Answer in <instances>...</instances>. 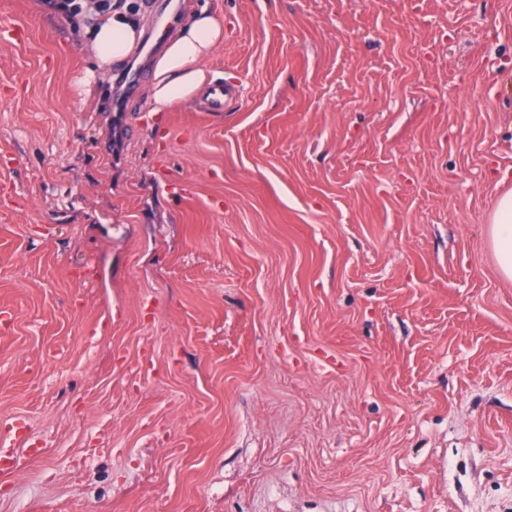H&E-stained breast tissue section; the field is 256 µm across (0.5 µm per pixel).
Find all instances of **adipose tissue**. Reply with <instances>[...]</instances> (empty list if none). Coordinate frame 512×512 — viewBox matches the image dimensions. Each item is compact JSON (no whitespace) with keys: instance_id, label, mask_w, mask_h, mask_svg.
I'll return each instance as SVG.
<instances>
[{"instance_id":"ef3b65f1","label":"adipose tissue","mask_w":512,"mask_h":512,"mask_svg":"<svg viewBox=\"0 0 512 512\" xmlns=\"http://www.w3.org/2000/svg\"><path fill=\"white\" fill-rule=\"evenodd\" d=\"M143 26V15L128 0L86 26L85 34L98 65L106 68L131 54L140 40ZM223 37L222 20L207 8H199L156 61L151 89L155 111H163L172 100L187 101L194 97L205 80L201 64ZM490 234L498 269L503 276L512 279V193L499 199Z\"/></svg>"}]
</instances>
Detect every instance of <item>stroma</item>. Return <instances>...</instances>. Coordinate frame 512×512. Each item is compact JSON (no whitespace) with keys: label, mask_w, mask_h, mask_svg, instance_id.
<instances>
[{"label":"stroma","mask_w":512,"mask_h":512,"mask_svg":"<svg viewBox=\"0 0 512 512\" xmlns=\"http://www.w3.org/2000/svg\"><path fill=\"white\" fill-rule=\"evenodd\" d=\"M204 2L220 112L0 0V512H512V0ZM490 234L498 269L503 276L512 279V193L499 199Z\"/></svg>","instance_id":"stroma-1"}]
</instances>
